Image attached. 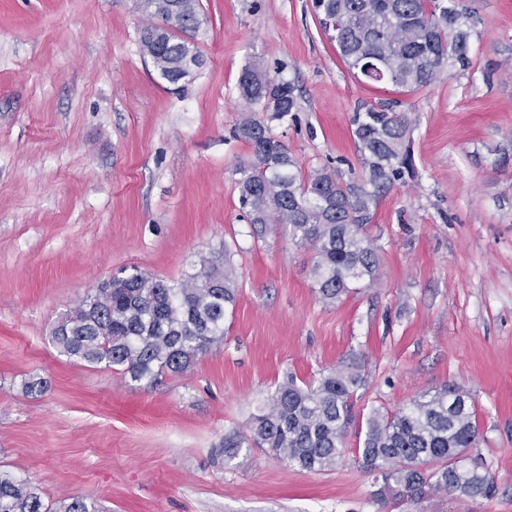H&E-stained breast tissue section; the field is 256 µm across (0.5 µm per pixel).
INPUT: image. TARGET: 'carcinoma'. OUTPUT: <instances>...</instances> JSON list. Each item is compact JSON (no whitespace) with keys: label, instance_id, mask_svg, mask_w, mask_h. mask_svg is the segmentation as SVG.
Here are the masks:
<instances>
[{"label":"carcinoma","instance_id":"cac0c4a2","mask_svg":"<svg viewBox=\"0 0 512 512\" xmlns=\"http://www.w3.org/2000/svg\"><path fill=\"white\" fill-rule=\"evenodd\" d=\"M140 5L146 16L161 20L141 27L143 56L168 83H184L202 64L194 42L185 39L196 34L199 0H140ZM314 8L349 68L368 80L418 92L439 81L448 64L470 66V14L460 0H314ZM238 90L263 112L244 117L236 129L250 147L249 158L235 169L239 202L250 223L275 224L294 244L312 247L311 277L325 302L349 293L354 282H374L379 247L366 229L381 195L415 173L410 113L381 102L354 114L360 176L346 181L321 170L303 177L293 171L288 148L271 133L272 122L297 111L295 84L255 59L242 69ZM235 303L232 271L217 269L208 258L176 284L136 267L122 268L112 287L86 295L76 318H61L53 341L69 358L152 385L168 372L187 371L222 340L224 317ZM363 383L356 361L308 382L289 376L251 417L248 433L224 437L225 455L232 458L251 444L304 469L336 466L356 423L353 400ZM478 436L470 394L445 385L391 414L373 413L357 451L380 484L376 495L382 499L427 490L487 498L495 485L483 464L460 467L452 456L457 448L472 447ZM0 512L102 510L83 498L52 507L29 481L0 471Z\"/></svg>","mask_w":512,"mask_h":512}]
</instances>
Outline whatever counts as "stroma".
<instances>
[{
    "label": "stroma",
    "instance_id": "stroma-1",
    "mask_svg": "<svg viewBox=\"0 0 512 512\" xmlns=\"http://www.w3.org/2000/svg\"><path fill=\"white\" fill-rule=\"evenodd\" d=\"M205 65L184 90L143 56L139 0H0V469L42 499L107 512H512V0H463L468 70L416 93L355 78L312 0H199ZM295 82L272 126L302 175L359 161L352 118L398 100L415 121L416 175L367 229L377 278L320 299L311 247L255 233L233 130L251 60ZM227 260L238 296L224 341L154 385L62 355L56 321L136 266L175 283ZM364 365L360 419L454 382L475 403L470 457L492 498L381 501L349 431L338 464L309 471L268 450L224 457L287 376ZM30 378L46 380L25 392Z\"/></svg>",
    "mask_w": 512,
    "mask_h": 512
}]
</instances>
